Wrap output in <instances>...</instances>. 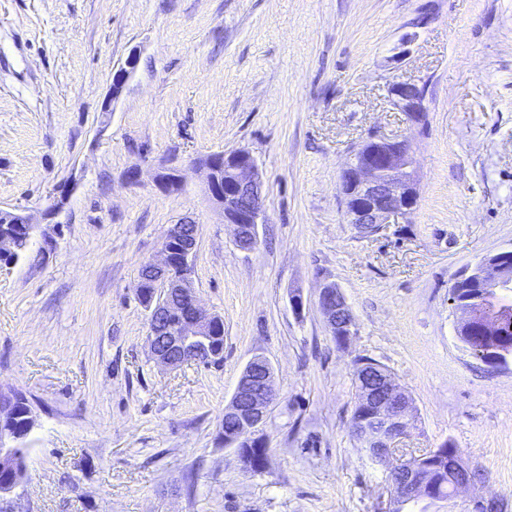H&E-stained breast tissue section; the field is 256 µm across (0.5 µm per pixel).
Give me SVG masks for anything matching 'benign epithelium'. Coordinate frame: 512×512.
Returning <instances> with one entry per match:
<instances>
[{
  "mask_svg": "<svg viewBox=\"0 0 512 512\" xmlns=\"http://www.w3.org/2000/svg\"><path fill=\"white\" fill-rule=\"evenodd\" d=\"M136 66L133 56L118 69L112 79V92L103 105L111 111L112 100L120 93ZM393 108L412 124L423 118L425 86L394 81L387 88ZM205 173L206 192L220 211L224 223L232 226L234 242L244 251L258 244L257 225L262 218L263 179L253 156L235 150L208 156L200 161ZM418 175L411 142L372 132L350 153L340 181L347 223L359 233L373 236L388 224L411 214L417 205ZM156 186L164 192H177L182 186L179 169L167 167L155 176ZM0 219L24 224L28 234L36 225L31 218L14 209L0 208ZM197 248V225L190 220L171 225L164 234L161 254L141 267L137 284L148 285L153 300L148 308L147 343L152 358L161 366L175 368L189 361L208 357V336L222 318L206 310L197 297L190 259ZM512 290V253L501 251L482 257L465 268L452 286L450 305L457 317L456 336L469 346L468 336L475 332L490 335L496 327L482 307L480 297ZM318 308L326 318L332 336L347 343L356 323L341 289L334 282L322 285ZM481 362L493 369L505 368L499 347H488ZM276 397L274 371L264 356L253 357L245 366L224 415L236 421L233 433L224 437V445L237 447L247 440L263 442L257 435ZM364 416L352 423V432L375 460L389 466L398 475L393 499H414L431 488L432 466L392 463L396 442L410 427V400L393 376L378 372L376 385L367 388L361 399ZM20 480L0 492V512H19L15 493Z\"/></svg>",
  "mask_w": 512,
  "mask_h": 512,
  "instance_id": "obj_1",
  "label": "benign epithelium"
}]
</instances>
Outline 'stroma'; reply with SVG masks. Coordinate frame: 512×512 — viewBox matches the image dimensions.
I'll return each instance as SVG.
<instances>
[{"instance_id": "stroma-1", "label": "stroma", "mask_w": 512, "mask_h": 512, "mask_svg": "<svg viewBox=\"0 0 512 512\" xmlns=\"http://www.w3.org/2000/svg\"><path fill=\"white\" fill-rule=\"evenodd\" d=\"M394 81L424 85L421 123L390 105ZM374 128L411 141L419 199L364 237L339 184ZM236 149L264 182L250 252L199 168ZM167 166L174 193L154 182ZM1 207L38 226L0 270V389L36 416L26 512H389V471L351 429L362 358L411 399L405 452L450 443L479 474L403 512H512V369L466 351L448 304L462 269L512 249V0H0ZM186 218L194 288L224 321L217 368L157 365L135 294ZM326 281L355 319L343 346L317 306ZM256 355L277 398L254 474L222 423Z\"/></svg>"}]
</instances>
